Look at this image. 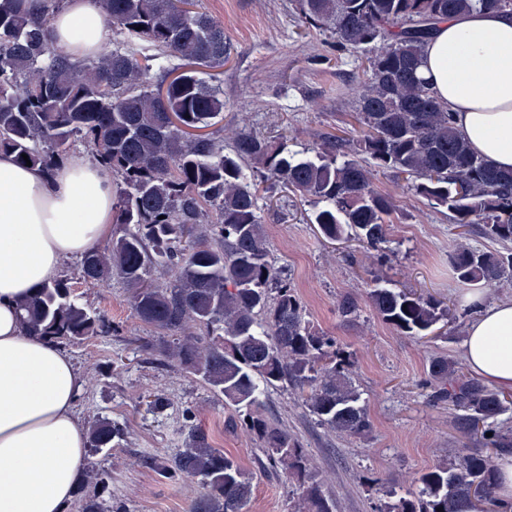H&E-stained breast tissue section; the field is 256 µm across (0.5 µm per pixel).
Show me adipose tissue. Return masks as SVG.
Instances as JSON below:
<instances>
[{
  "label": "adipose tissue",
  "mask_w": 512,
  "mask_h": 512,
  "mask_svg": "<svg viewBox=\"0 0 512 512\" xmlns=\"http://www.w3.org/2000/svg\"><path fill=\"white\" fill-rule=\"evenodd\" d=\"M73 58L102 51L97 0H67L49 28ZM472 151L512 170V18L494 11L448 17L420 70ZM110 170L76 155L53 174L0 153V512H66L87 458L76 415L83 380L63 348L29 334L20 302L62 262L112 233ZM470 369L512 392V299L466 297Z\"/></svg>",
  "instance_id": "adipose-tissue-1"
}]
</instances>
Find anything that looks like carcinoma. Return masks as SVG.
Listing matches in <instances>:
<instances>
[{"label": "carcinoma", "instance_id": "cac0c4a2", "mask_svg": "<svg viewBox=\"0 0 512 512\" xmlns=\"http://www.w3.org/2000/svg\"><path fill=\"white\" fill-rule=\"evenodd\" d=\"M98 2L112 47L75 61L48 38L64 0H41L35 13L23 0H0V153L48 168L80 145L112 168L117 227L80 257V278L100 287L120 280L139 320L173 334L163 353L223 395L272 467L297 481L298 512H333L310 480L298 441L260 413V395L291 386L309 414L341 436L364 439L373 425L353 382L351 354L306 319L295 288L270 259L257 178L322 204L310 222L323 237L375 250L396 204L374 187V173L391 171L448 210L458 227L480 224L504 246L458 245L449 256L458 282L511 283L512 171L471 151L419 68L441 21L483 9L512 16V0H296L308 27L365 55L356 112L362 135L355 157L342 160L331 145L298 157L245 129L224 153V141L209 132L224 112V92L196 73L224 67V28L198 0ZM365 294L400 334L433 337L448 319L450 308L431 295L377 280ZM20 311L34 335L59 344H79L105 326L74 298L65 275L38 288ZM336 312L355 320L359 302L344 296ZM426 382L482 447L435 464L420 476L418 492L380 512H498L497 468L484 449L512 450V430L499 426L512 396L446 355L430 358ZM88 436L96 455L124 440L125 429L96 419ZM153 468L169 480L197 481L190 512H245L253 495L252 478L197 423L185 425L184 448ZM81 512L127 510L118 502L108 510L92 495Z\"/></svg>", "mask_w": 512, "mask_h": 512}]
</instances>
